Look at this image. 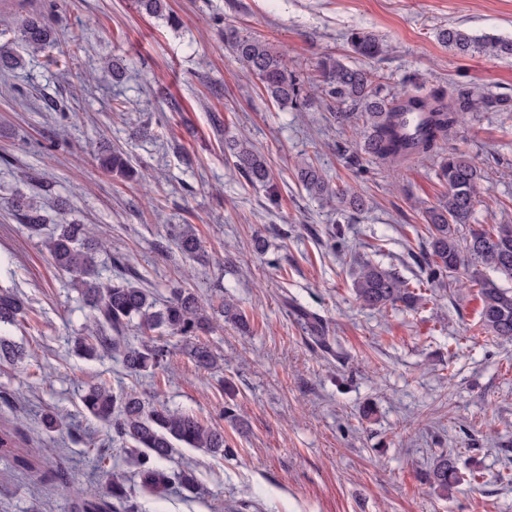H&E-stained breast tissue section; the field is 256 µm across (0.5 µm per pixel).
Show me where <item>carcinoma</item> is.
I'll list each match as a JSON object with an SVG mask.
<instances>
[{
    "label": "carcinoma",
    "mask_w": 512,
    "mask_h": 512,
    "mask_svg": "<svg viewBox=\"0 0 512 512\" xmlns=\"http://www.w3.org/2000/svg\"><path fill=\"white\" fill-rule=\"evenodd\" d=\"M140 8L149 15L165 17L170 25L177 18L165 13L166 0H139ZM13 33L14 43L0 46V73L7 74L23 64L18 49L31 53L48 51L54 44V29L49 17L39 13L14 20V26L0 31V36ZM439 39L462 55L483 53L512 58V39L496 35L473 34L457 27L442 29ZM233 51L246 70L259 79L262 87L277 104L298 107L304 101L302 88L288 69L287 53L252 37L232 35L228 38ZM353 53L374 59L385 52L382 39L371 32L353 31L348 35ZM321 94L328 106L335 107L341 125L362 124L361 150L372 159L400 163L422 161L432 155L439 142L450 135L467 112L509 107L506 97H489L476 88L458 90L446 95L434 91L402 89L389 93L375 83L374 74L363 67H352L333 57L319 66ZM233 166L253 184L267 181L269 170L264 155L246 139L229 143ZM99 166L126 178L134 170L127 153L104 148L96 155ZM445 192L438 202L425 210L429 239L428 275L426 281L436 285H453L461 270L475 264L512 281V224H494L491 228H463L470 223L475 204L485 190V175L474 158L450 152L436 173ZM298 177L309 193L327 203L347 202L354 208L362 200L348 190L332 187L321 170L311 163L303 164ZM15 220L32 234L39 235L45 226L52 230L43 240L55 266L70 275L91 313L83 333L74 341V350L86 359L103 354H116L132 374H157L167 369L169 337H179L196 366L203 370L220 367L224 358L206 343H196L200 332L209 330L212 319L188 288H175L169 299H159L155 291L138 284L140 275L127 260H116L119 268L113 278L102 279L97 269V253L102 243L94 239L88 224L53 219L33 197L16 194L8 202ZM182 255H198L201 244L193 229L185 226L175 234ZM481 300L479 329L500 340L512 341V288L483 274L470 277ZM353 292L363 306L385 311L415 310L426 301L420 285H412L396 271L369 260L359 262L353 281ZM214 312L228 323L247 327L246 315L233 303L220 300ZM26 316V305L20 296L0 291V325H19ZM138 328L145 339L136 347L125 343L130 327ZM28 357L22 348L0 337V362L18 365ZM80 402L85 411L104 423L112 442L126 448L138 467L142 490L159 494L170 486L189 492L197 489V479L189 468L167 469L177 448L203 449L211 454L230 456L232 448L224 440V431L202 422L197 416L164 403L150 402L134 389H111L105 383L87 385ZM460 458L453 452L442 453L432 460L425 481L430 488L448 495L461 484ZM109 494L122 512H134L131 493L124 476L112 474Z\"/></svg>",
    "instance_id": "carcinoma-1"
}]
</instances>
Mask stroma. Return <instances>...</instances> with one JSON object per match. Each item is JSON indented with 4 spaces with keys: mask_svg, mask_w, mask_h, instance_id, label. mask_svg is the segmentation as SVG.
<instances>
[{
    "mask_svg": "<svg viewBox=\"0 0 512 512\" xmlns=\"http://www.w3.org/2000/svg\"><path fill=\"white\" fill-rule=\"evenodd\" d=\"M168 3L179 26L137 0H0V19L51 13L62 61L49 67L27 53L0 77V288L28 307L0 336L31 355L23 369L0 365V429L17 442L16 457H0V512L109 505V470L125 476L141 512H512V341L479 334L467 274L414 311L371 310L353 292L363 260L423 276V211L445 190L436 168L450 149L488 178L473 224H512V111L465 117L435 158L353 160L359 128L337 124L316 94L299 110L278 106L224 39L231 28L268 42L306 78L328 56L355 64L346 35L359 29L387 44L367 66L393 89L417 78L429 91L512 97V58L462 56L438 39L448 26L512 38V0ZM243 136L267 157V184H251L225 156V141ZM104 145L127 152L137 177L100 169ZM306 160L350 187L363 210L310 196L297 178ZM19 192L52 216L94 225L102 278L126 254L159 297L178 283L203 305L220 295L237 303L248 331L222 321L201 336L223 355L222 370L198 369L175 337L167 373L153 376L72 353L67 342L89 309L41 238L8 215ZM182 224L201 240L198 258L170 236ZM308 312L326 323L325 342ZM102 380L222 428L233 456L178 449L170 465L194 470L195 492L142 494L131 459L81 405V390ZM229 400L245 425L224 419ZM51 413L63 421L48 432ZM448 451L477 471L482 492L463 484L447 498L423 483Z\"/></svg>",
    "mask_w": 512,
    "mask_h": 512,
    "instance_id": "35a3bbf8",
    "label": "stroma"
}]
</instances>
